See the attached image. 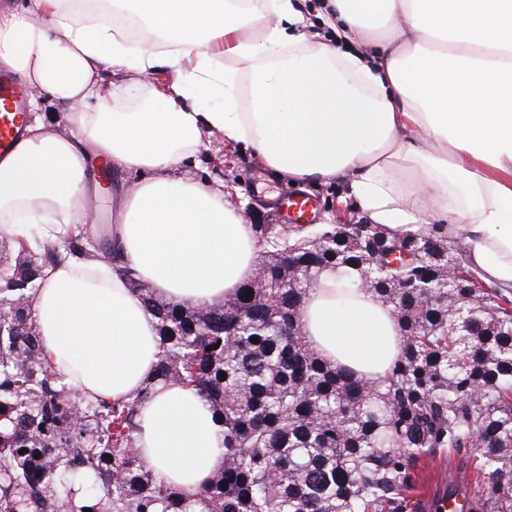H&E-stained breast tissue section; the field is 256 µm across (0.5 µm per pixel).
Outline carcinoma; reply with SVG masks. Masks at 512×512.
Returning a JSON list of instances; mask_svg holds the SVG:
<instances>
[{
  "mask_svg": "<svg viewBox=\"0 0 512 512\" xmlns=\"http://www.w3.org/2000/svg\"><path fill=\"white\" fill-rule=\"evenodd\" d=\"M252 279L206 308L158 298L134 279L158 321L159 381L188 387L224 428V467L198 498L157 482L135 450L138 404L74 402L42 352L27 304L54 252L12 248L0 263V512H60L81 483L92 512H405L420 461L448 449L474 462L467 512H512V289L483 283L435 230L358 241L339 224H255ZM411 259L373 257L369 241ZM301 266L288 271V250ZM468 276L446 288L448 264ZM376 276L394 307L401 354L378 383L320 358L301 314L325 268ZM459 310L476 335L451 329ZM81 409L82 426L72 422Z\"/></svg>",
  "mask_w": 512,
  "mask_h": 512,
  "instance_id": "obj_1",
  "label": "carcinoma"
}]
</instances>
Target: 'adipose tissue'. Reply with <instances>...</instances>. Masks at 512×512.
Wrapping results in <instances>:
<instances>
[{"mask_svg": "<svg viewBox=\"0 0 512 512\" xmlns=\"http://www.w3.org/2000/svg\"><path fill=\"white\" fill-rule=\"evenodd\" d=\"M74 2L0 9V63L26 83L31 109L45 98L66 108L63 123L34 119L0 160V236L59 252L29 293L55 373L92 401L153 383L137 446L161 483L195 495L224 466L222 435L197 394L156 381L157 320L127 275L204 308L253 277L260 251L222 191L180 173L204 133L294 182L346 180L390 234L441 223L485 281L512 288V0H327L309 11L299 0H121L175 36L168 50ZM250 19L265 20L260 38L243 35ZM371 31L385 38L368 54L358 36ZM223 55L248 63V78L216 69ZM162 67L172 81L147 84ZM104 165L126 177L112 189L114 250L100 259L65 241L96 221ZM346 277L320 273L303 331L325 360L378 382L400 353L399 327L366 289L339 298Z\"/></svg>", "mask_w": 512, "mask_h": 512, "instance_id": "ef3b65f1", "label": "adipose tissue"}]
</instances>
